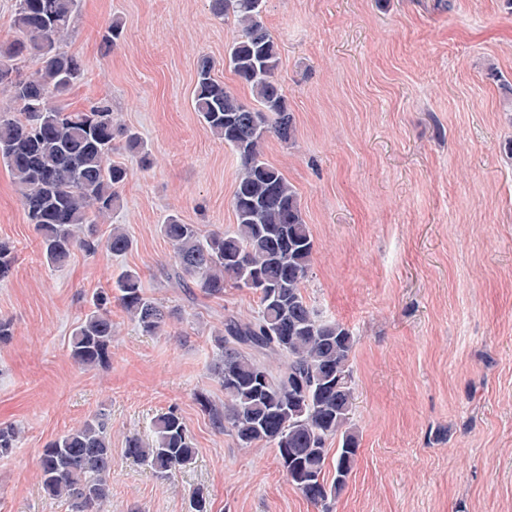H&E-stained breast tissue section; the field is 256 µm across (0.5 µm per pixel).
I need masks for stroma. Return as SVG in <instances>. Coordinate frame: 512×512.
<instances>
[{
	"label": "stroma",
	"mask_w": 512,
	"mask_h": 512,
	"mask_svg": "<svg viewBox=\"0 0 512 512\" xmlns=\"http://www.w3.org/2000/svg\"><path fill=\"white\" fill-rule=\"evenodd\" d=\"M123 34L103 45L109 25ZM279 45L276 78L294 115L292 141L263 157L298 193L314 242L307 300L354 335L357 461L332 512H512V114L486 77L512 82V10L504 0H265ZM238 33L207 0H81L63 46L84 63L64 103L98 99L138 133L151 168L121 153V256L74 250L47 264L9 170L0 164V241L15 248L0 280V423L19 428L0 457V512H69L42 489L47 443L96 414L111 427V494L101 512H319L288 482L274 448L216 432L197 401L223 403L211 338L225 314L247 319L256 294L206 297L170 278L168 215L202 234L233 229L236 154L193 108L197 61L251 101L224 63ZM124 270L178 308L141 335L112 304V357L95 370L70 356L73 328ZM177 408L193 464L170 478L128 457V437Z\"/></svg>",
	"instance_id": "35a3bbf8"
}]
</instances>
